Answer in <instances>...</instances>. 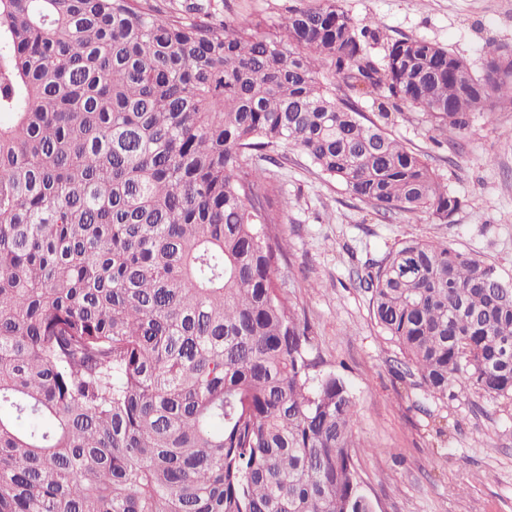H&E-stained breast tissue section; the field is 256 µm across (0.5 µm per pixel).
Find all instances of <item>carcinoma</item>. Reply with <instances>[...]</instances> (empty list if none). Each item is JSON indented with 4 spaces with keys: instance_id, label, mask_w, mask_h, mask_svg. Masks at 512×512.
Instances as JSON below:
<instances>
[{
    "instance_id": "1",
    "label": "carcinoma",
    "mask_w": 512,
    "mask_h": 512,
    "mask_svg": "<svg viewBox=\"0 0 512 512\" xmlns=\"http://www.w3.org/2000/svg\"><path fill=\"white\" fill-rule=\"evenodd\" d=\"M374 35L338 0L273 33L212 0H0V512H373L258 161L288 144L379 212L450 224L389 113L462 134L512 101L507 57L476 73L400 39L379 68ZM357 279L427 395L512 401L494 266L409 239Z\"/></svg>"
}]
</instances>
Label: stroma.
<instances>
[{"label":"stroma","instance_id":"35a3bbf8","mask_svg":"<svg viewBox=\"0 0 512 512\" xmlns=\"http://www.w3.org/2000/svg\"><path fill=\"white\" fill-rule=\"evenodd\" d=\"M309 0H219L224 22L277 27ZM382 64L388 44L424 39L473 70L488 53L512 52V0H340ZM387 130L420 153L462 206L452 223L426 213L377 212L322 175L298 150L280 147L274 213L287 242L280 277L294 312L311 327L326 372L345 380L358 405L353 428L358 480L374 512H512V402L465 386L455 397L426 395L405 372L398 348L376 326L356 272L401 241L439 240L477 254L512 279V103L475 114L462 136L434 130L413 108Z\"/></svg>","mask_w":512,"mask_h":512}]
</instances>
